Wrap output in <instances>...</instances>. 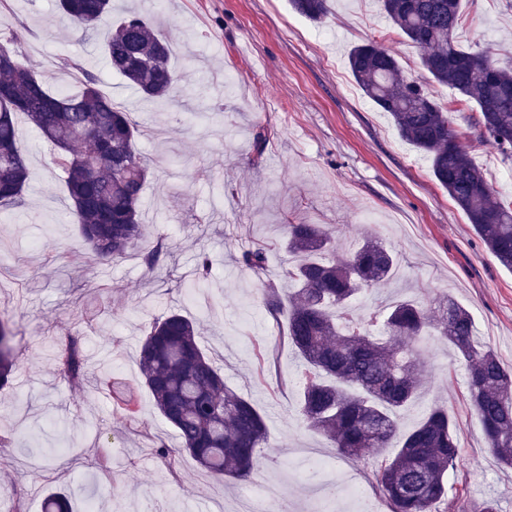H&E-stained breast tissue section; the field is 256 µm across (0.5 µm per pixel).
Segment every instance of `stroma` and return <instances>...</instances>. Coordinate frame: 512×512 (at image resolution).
I'll use <instances>...</instances> for the list:
<instances>
[{
	"label": "stroma",
	"instance_id": "obj_1",
	"mask_svg": "<svg viewBox=\"0 0 512 512\" xmlns=\"http://www.w3.org/2000/svg\"><path fill=\"white\" fill-rule=\"evenodd\" d=\"M113 9L138 10L170 40L171 101L143 100L112 73L102 34L72 38L56 0L0 7V19L22 36L24 62L51 90L74 89L57 65L78 58L133 113L142 129L137 148L154 172L142 207L145 243L168 246L152 269L136 252L99 260L79 234L50 146L19 120L31 180L25 206L0 216V312L14 324L19 356L11 383L0 388V512H40L49 492L67 496L74 512L89 499L98 512H238L261 477L293 501L294 512H389L373 491L359 502L324 498L323 469L309 463L307 449L362 476L371 459L339 457L305 429L296 413L303 362L280 342L263 282L240 265V252L270 243L267 276L274 280L288 260L275 246L282 224L323 225L348 251L379 239L398 265L359 300V312L392 299L431 308L457 301L470 310L479 341L512 367V271L486 248L428 160L364 95L348 68L350 49L373 41L395 55L404 74L449 112L496 198L512 199V164L479 139L473 102L433 82L420 50L386 20L378 0H331L320 22L288 0H113ZM454 36L462 47H488L500 63L512 62V0H463ZM259 130L267 141L257 161ZM202 250L213 266L200 283L194 268ZM172 311L197 320L226 384L265 417L268 445L255 479L226 481L188 454L168 461L153 450L156 441L173 447L178 439L142 385L138 351L144 326ZM78 327L86 381L75 387L57 372L55 356L58 341ZM422 351L425 383L402 422L413 427L431 408L447 406L462 448L440 512H472L483 503L512 512V469L487 449L457 351L435 334ZM107 369L137 387L136 417L114 413L111 392L99 384ZM104 456L110 469L100 465Z\"/></svg>",
	"mask_w": 512,
	"mask_h": 512
}]
</instances>
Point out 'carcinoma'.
Returning <instances> with one entry per match:
<instances>
[{
	"label": "carcinoma",
	"instance_id": "carcinoma-1",
	"mask_svg": "<svg viewBox=\"0 0 512 512\" xmlns=\"http://www.w3.org/2000/svg\"><path fill=\"white\" fill-rule=\"evenodd\" d=\"M330 0H290L292 9L319 21ZM382 10L421 51V65L438 84L474 101V127L505 163L512 162V67L495 62L487 50L462 48L454 38L462 0H380ZM70 33L92 35L112 17V0H58ZM110 69L144 99L164 102L175 77L170 44L136 13L116 18L103 42ZM60 69L77 77L74 92H52L24 63L0 67V211L25 205L30 171L18 146L15 115H26L54 147L53 162L81 236L108 259L138 250L153 268L164 244L142 248L145 224L142 195L150 168L137 149L140 129L100 89L91 69L70 57ZM348 67L365 95L389 114L402 139L422 153L435 180L465 214L487 249L512 270V201L493 197L481 168L434 97L402 75L397 58L368 41L353 47ZM281 247L290 261L281 279L283 292L265 281L268 314L284 321L283 342L303 361V383L296 412L305 426L327 438L342 456L364 451L378 457L370 483L390 512H436L448 496L447 476L460 455L456 424L448 409L433 408L413 428L400 413L422 389L421 340L436 332L452 344L468 371L470 405L480 420L489 450L512 467V371L493 348L476 340L469 310L445 300L430 309L414 300L356 314V301L384 284L397 267L385 245L367 238L343 253L321 224H285ZM239 263L258 278L267 272L262 245L241 252ZM14 334L0 315V386L17 367ZM57 369L70 383L84 380L80 337L61 342ZM139 365L142 383L160 415L175 429L177 448L161 442L156 453L172 459L189 454L207 473L245 481L255 472L268 442L265 420L248 399L224 385V377L199 344L194 320L170 312L144 327ZM101 383L112 388L116 411L129 413L135 394L119 388L112 374Z\"/></svg>",
	"mask_w": 512,
	"mask_h": 512
}]
</instances>
